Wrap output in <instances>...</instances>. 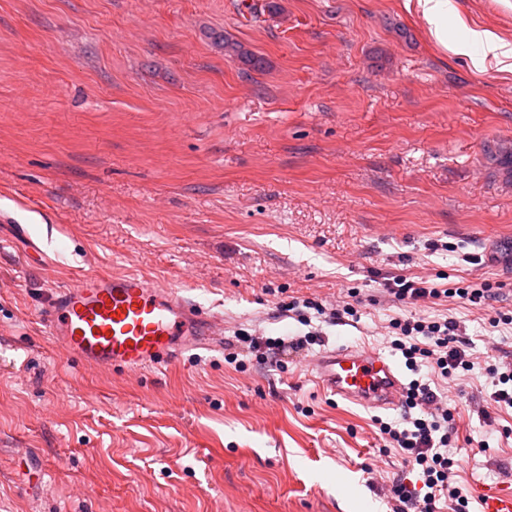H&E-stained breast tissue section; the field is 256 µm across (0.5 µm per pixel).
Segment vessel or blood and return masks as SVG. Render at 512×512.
Listing matches in <instances>:
<instances>
[{"instance_id": "vessel-or-blood-1", "label": "vessel or blood", "mask_w": 512, "mask_h": 512, "mask_svg": "<svg viewBox=\"0 0 512 512\" xmlns=\"http://www.w3.org/2000/svg\"><path fill=\"white\" fill-rule=\"evenodd\" d=\"M41 319L69 355L103 370L154 369L224 343L223 320L132 273L80 277L52 293ZM309 371L328 395L365 407H397L406 391L397 365L376 349H327ZM481 499L483 512H512V491L487 486Z\"/></svg>"}]
</instances>
